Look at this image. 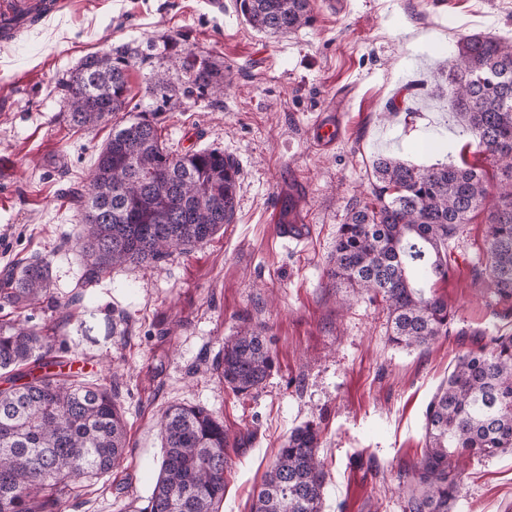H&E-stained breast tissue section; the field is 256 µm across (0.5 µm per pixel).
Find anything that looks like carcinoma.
I'll return each instance as SVG.
<instances>
[{
  "mask_svg": "<svg viewBox=\"0 0 512 512\" xmlns=\"http://www.w3.org/2000/svg\"><path fill=\"white\" fill-rule=\"evenodd\" d=\"M236 9L267 35L294 33L312 20L311 0H236ZM163 52L183 57L178 92L154 70L132 102L127 72L133 60L144 64L152 55L125 48L85 57L63 83L74 127L137 113L101 147L88 185L72 190L88 282L203 245L234 218L238 166L217 149L169 150L157 119L185 99L217 103L224 74L176 37L165 38ZM447 83L455 94L453 118L496 170L495 203L486 208L490 180L483 168L465 161L419 168L380 155L372 163L375 201L351 207L328 261L329 282L345 289V299L384 303L388 340L402 348H427L448 335L454 314L436 290L448 278V241L485 209L479 274L497 303L512 309V41L460 37ZM49 291L42 259L19 261L0 278V296L17 307L37 305ZM52 349L34 328L0 323V512H67L72 484L108 474L127 448L112 390L85 385ZM273 364L266 329L244 319L224 342L218 379L245 394L263 384ZM158 426L163 458L145 512H219L229 468L224 421L204 407L175 404ZM424 430L421 457L400 475L408 512H452L463 485L460 459L512 450V332L499 331L458 358L427 406ZM320 444L312 423L293 428L250 512H322L328 471Z\"/></svg>",
  "mask_w": 512,
  "mask_h": 512,
  "instance_id": "carcinoma-1",
  "label": "carcinoma"
}]
</instances>
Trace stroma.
<instances>
[{
    "label": "stroma",
    "instance_id": "stroma-1",
    "mask_svg": "<svg viewBox=\"0 0 512 512\" xmlns=\"http://www.w3.org/2000/svg\"><path fill=\"white\" fill-rule=\"evenodd\" d=\"M66 0L61 12L0 45V268L38 257L50 264L41 304L0 307V322L60 327L58 360L83 366L90 384L111 385L125 412L128 446L118 466L74 484L68 512H141L163 450L157 421L172 404L199 405L230 438L219 512H249L255 488L289 431H321L328 470L323 512H403L400 470L424 445L426 407L459 355L487 335L512 332L476 275L485 226L475 217L448 246L437 290L454 313L449 336L429 349L388 343L377 302L339 303L326 287L327 259L348 207L371 201L370 170L381 153L418 165L484 162L471 136L436 95L442 61L459 37L512 40L503 0H348L333 12L312 0L297 32L266 35L238 15L235 0ZM173 36L224 72L218 104L184 102L162 116L167 145L217 149L238 166L234 223L207 244L174 250L158 264L84 283L73 248L80 225L69 191L88 181L119 121L74 129L60 81L90 54L145 49ZM341 113L334 151L310 139L316 114ZM304 188L311 218L303 250H289L270 224L285 186ZM73 317L60 324L64 308ZM268 328L275 361L257 389L234 394L213 370L241 316ZM454 512H512V451L465 465Z\"/></svg>",
    "mask_w": 512,
    "mask_h": 512
}]
</instances>
